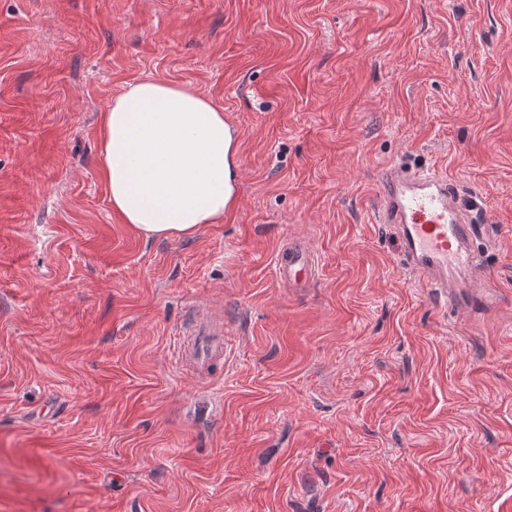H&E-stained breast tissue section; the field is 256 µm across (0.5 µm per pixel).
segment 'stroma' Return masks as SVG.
<instances>
[{
    "label": "stroma",
    "mask_w": 512,
    "mask_h": 512,
    "mask_svg": "<svg viewBox=\"0 0 512 512\" xmlns=\"http://www.w3.org/2000/svg\"><path fill=\"white\" fill-rule=\"evenodd\" d=\"M148 79L242 133L241 209L190 239L100 172ZM395 164L474 203L493 308L405 269ZM0 512H512V0H0ZM313 262L311 253L305 247L287 244L282 247L276 258L277 277L284 285L298 286L303 281H307ZM194 336L195 371L198 375H206L211 362L224 356V327L211 326L207 320H201L195 325Z\"/></svg>",
    "instance_id": "obj_1"
}]
</instances>
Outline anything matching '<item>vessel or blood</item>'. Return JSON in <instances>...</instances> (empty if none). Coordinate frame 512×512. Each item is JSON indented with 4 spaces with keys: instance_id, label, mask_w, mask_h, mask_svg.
Here are the masks:
<instances>
[{
    "instance_id": "b4317fda",
    "label": "vessel or blood",
    "mask_w": 512,
    "mask_h": 512,
    "mask_svg": "<svg viewBox=\"0 0 512 512\" xmlns=\"http://www.w3.org/2000/svg\"><path fill=\"white\" fill-rule=\"evenodd\" d=\"M377 218L395 229L406 269L450 307L460 308L481 270L470 248L474 226L447 176L386 168L379 181ZM312 266L310 252L297 244L282 247L276 258L277 277L288 286L306 281ZM194 336L195 371L205 375L224 354V330L201 320Z\"/></svg>"
}]
</instances>
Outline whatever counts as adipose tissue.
<instances>
[{
	"label": "adipose tissue",
	"mask_w": 512,
	"mask_h": 512,
	"mask_svg": "<svg viewBox=\"0 0 512 512\" xmlns=\"http://www.w3.org/2000/svg\"><path fill=\"white\" fill-rule=\"evenodd\" d=\"M224 111L188 86L127 84L103 112L101 172L114 212L147 239H188L223 217L238 164Z\"/></svg>",
	"instance_id": "obj_1"
}]
</instances>
